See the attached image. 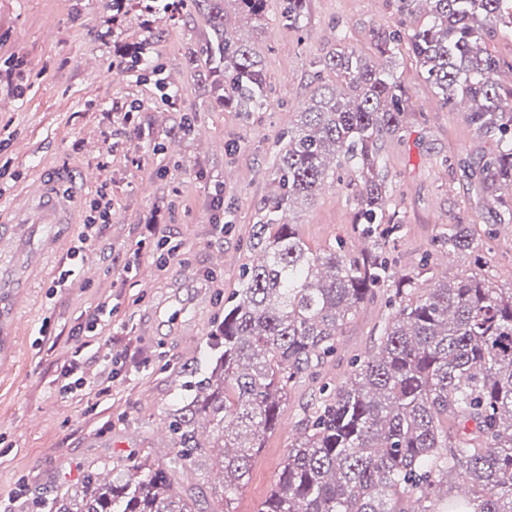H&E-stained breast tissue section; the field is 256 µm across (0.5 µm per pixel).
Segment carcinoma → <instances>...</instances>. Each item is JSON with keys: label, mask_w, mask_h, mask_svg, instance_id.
<instances>
[{"label": "carcinoma", "mask_w": 512, "mask_h": 512, "mask_svg": "<svg viewBox=\"0 0 512 512\" xmlns=\"http://www.w3.org/2000/svg\"><path fill=\"white\" fill-rule=\"evenodd\" d=\"M211 36L209 71L216 103L237 112L270 105L262 57L230 32L227 5L261 28L266 0H192ZM427 5L406 36L377 37L374 56L337 37L312 63L317 86L277 153L276 192L253 226L250 251L224 321L209 340L208 375L169 414V462L130 458L110 478L87 475L46 512H199L179 491L176 473L215 475L217 507L234 512L255 451L278 422L288 386L336 350L342 327L373 289L395 284L394 301L372 350L348 382L320 398L301 420L274 489L258 512H512V288L478 273L437 278L423 263L398 275L385 244L359 257L328 248L313 253L292 224L291 207L312 200L345 168L356 223L372 237L401 224L385 212L389 192L381 143L397 133L409 97L392 68L399 45L443 103H469L466 117L495 149L467 164L499 224H512V85L499 81L488 37L512 34V0H401ZM306 0H285L281 22L299 29ZM336 74L337 86L321 82ZM473 249L468 225L448 228V252ZM430 283L417 288L415 282ZM471 485L448 508V475Z\"/></svg>", "instance_id": "cac0c4a2"}]
</instances>
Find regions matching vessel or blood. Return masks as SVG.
I'll list each match as a JSON object with an SVG mask.
<instances>
[{
  "mask_svg": "<svg viewBox=\"0 0 512 512\" xmlns=\"http://www.w3.org/2000/svg\"><path fill=\"white\" fill-rule=\"evenodd\" d=\"M96 181L95 171L62 166L34 177L9 199V220L0 224V248L11 275L0 279V337L12 335L21 324L17 318L3 321L16 305L11 285L40 276L45 258L63 249L67 230L77 223L81 203Z\"/></svg>",
  "mask_w": 512,
  "mask_h": 512,
  "instance_id": "1",
  "label": "vessel or blood"
}]
</instances>
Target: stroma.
<instances>
[{
    "instance_id": "stroma-1",
    "label": "stroma",
    "mask_w": 512,
    "mask_h": 512,
    "mask_svg": "<svg viewBox=\"0 0 512 512\" xmlns=\"http://www.w3.org/2000/svg\"><path fill=\"white\" fill-rule=\"evenodd\" d=\"M284 0H267L264 30L238 24L264 61L270 105L244 114L210 96L208 25L185 0L178 11L146 19L113 16L112 0H0V203L30 178L62 162L98 170L112 190V222L90 251L48 261L11 339L12 367L0 373V512L51 500L78 485L93 465L156 450L155 431L191 396L188 384L206 372L207 342L236 292L249 241L275 190L276 154L314 88L311 61L336 47L372 54L375 34L408 31L417 14L401 0H308L302 28L280 23ZM146 48L160 69L149 80L131 69L132 49ZM410 99L402 129L383 143L392 185L386 209L401 224L387 243L393 270L415 271L437 257L452 224L472 230L474 251L449 255L448 272H477L497 288L512 287V233L494 223L455 159L492 151L463 112L444 105L406 51L394 58ZM132 101L137 128L110 146L114 102ZM190 133H183L184 118ZM224 194V229L211 223L212 199ZM314 252L333 245L357 256L368 242L355 222L344 183L325 188L288 213ZM178 257L161 263L162 249ZM67 287H56L63 270ZM207 302L197 317L194 347L172 328L171 314L191 305L200 285ZM110 299L96 334L83 333L85 313ZM390 287L374 289L337 339L317 375L288 390L275 432L252 460L235 512H257L273 490L305 409L322 386L346 382L380 334ZM48 336H41V326ZM121 354L118 378L91 394L59 393L57 375L70 359L98 373L107 354Z\"/></svg>"
}]
</instances>
